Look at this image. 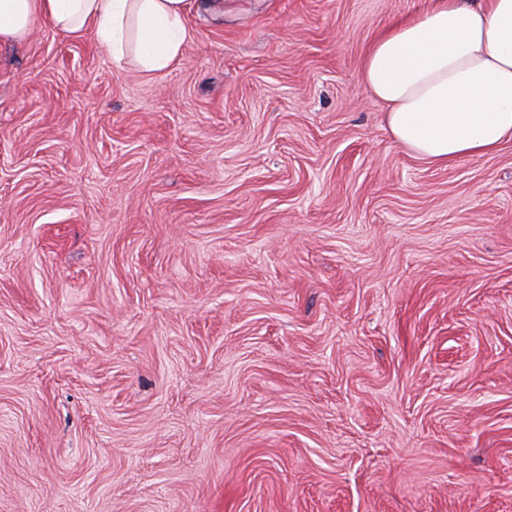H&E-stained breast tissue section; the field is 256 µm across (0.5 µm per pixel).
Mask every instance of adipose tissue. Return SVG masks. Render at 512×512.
<instances>
[{
	"label": "adipose tissue",
	"mask_w": 512,
	"mask_h": 512,
	"mask_svg": "<svg viewBox=\"0 0 512 512\" xmlns=\"http://www.w3.org/2000/svg\"><path fill=\"white\" fill-rule=\"evenodd\" d=\"M227 0H0V44L41 22L90 36L115 67L153 78L185 59L192 12ZM366 91L397 144L429 163L497 151L512 140V0H430L369 43Z\"/></svg>",
	"instance_id": "ef3b65f1"
}]
</instances>
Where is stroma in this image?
I'll list each match as a JSON object with an SVG mask.
<instances>
[{
  "mask_svg": "<svg viewBox=\"0 0 512 512\" xmlns=\"http://www.w3.org/2000/svg\"><path fill=\"white\" fill-rule=\"evenodd\" d=\"M426 4L0 45V512H512V141L430 164L360 74Z\"/></svg>",
  "mask_w": 512,
  "mask_h": 512,
  "instance_id": "obj_1",
  "label": "stroma"
}]
</instances>
